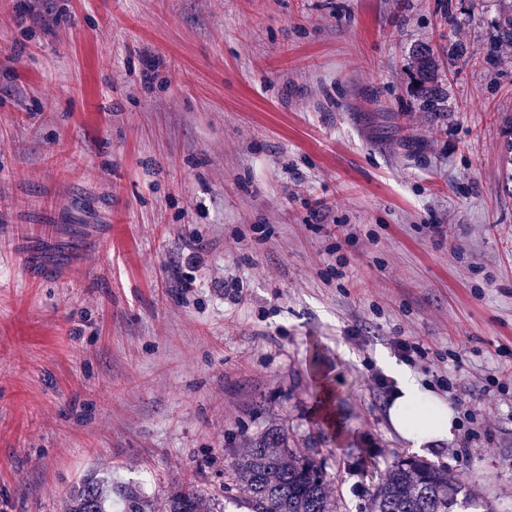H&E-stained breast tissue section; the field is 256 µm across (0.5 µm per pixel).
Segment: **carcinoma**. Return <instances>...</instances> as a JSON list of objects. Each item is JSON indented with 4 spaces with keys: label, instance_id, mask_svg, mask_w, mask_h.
<instances>
[{
    "label": "carcinoma",
    "instance_id": "obj_1",
    "mask_svg": "<svg viewBox=\"0 0 512 512\" xmlns=\"http://www.w3.org/2000/svg\"><path fill=\"white\" fill-rule=\"evenodd\" d=\"M497 38L512 44V6L504 8ZM416 56L417 93L435 112L434 56L426 47L416 50ZM282 441L271 432L256 440L233 465L234 481L248 490L249 512H336L319 465L281 447ZM463 492L462 481L448 470L400 459L378 484L366 512H455ZM66 512H108L97 478H86L72 491ZM168 512H214V508L204 494L188 489L172 496Z\"/></svg>",
    "mask_w": 512,
    "mask_h": 512
}]
</instances>
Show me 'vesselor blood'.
<instances>
[{
  "instance_id": "b4317fda",
  "label": "vessel or blood",
  "mask_w": 512,
  "mask_h": 512,
  "mask_svg": "<svg viewBox=\"0 0 512 512\" xmlns=\"http://www.w3.org/2000/svg\"><path fill=\"white\" fill-rule=\"evenodd\" d=\"M111 229L98 225L90 237H44L20 224H1L0 241L11 246L14 256L30 281L40 282L62 277L70 271L77 251L85 241L94 242L98 248L107 247Z\"/></svg>"
}]
</instances>
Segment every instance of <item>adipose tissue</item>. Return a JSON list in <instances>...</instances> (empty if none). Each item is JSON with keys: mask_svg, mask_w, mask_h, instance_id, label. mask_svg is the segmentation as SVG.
Segmentation results:
<instances>
[{"mask_svg": "<svg viewBox=\"0 0 512 512\" xmlns=\"http://www.w3.org/2000/svg\"><path fill=\"white\" fill-rule=\"evenodd\" d=\"M399 394L388 408L394 429L414 446L442 442L452 436L453 416L443 404L432 401L403 368H393Z\"/></svg>", "mask_w": 512, "mask_h": 512, "instance_id": "obj_1", "label": "adipose tissue"}]
</instances>
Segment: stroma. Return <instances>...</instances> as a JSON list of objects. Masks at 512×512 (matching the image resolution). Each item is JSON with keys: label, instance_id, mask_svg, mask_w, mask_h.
Wrapping results in <instances>:
<instances>
[{"label": "stroma", "instance_id": "35a3bbf8", "mask_svg": "<svg viewBox=\"0 0 512 512\" xmlns=\"http://www.w3.org/2000/svg\"><path fill=\"white\" fill-rule=\"evenodd\" d=\"M501 9L0 0V224L112 227L38 284L0 249V512H63L91 473L112 512L188 488L246 512L232 465L272 429L337 512L407 457L512 512V382L483 390L512 369ZM421 45L438 112L410 92ZM396 337L423 345L409 370L452 439L392 428L375 377ZM471 411L490 427L462 466Z\"/></svg>", "mask_w": 512, "mask_h": 512}]
</instances>
